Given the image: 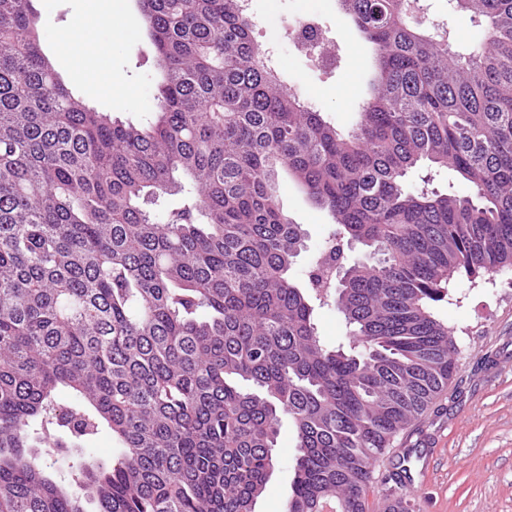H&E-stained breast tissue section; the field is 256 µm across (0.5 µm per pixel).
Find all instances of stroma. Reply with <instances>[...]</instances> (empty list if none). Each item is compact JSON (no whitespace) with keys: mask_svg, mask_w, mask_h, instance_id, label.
Here are the masks:
<instances>
[{"mask_svg":"<svg viewBox=\"0 0 512 512\" xmlns=\"http://www.w3.org/2000/svg\"><path fill=\"white\" fill-rule=\"evenodd\" d=\"M430 17L446 25L452 41L468 45L484 36L454 11L449 0H428ZM39 15L42 47L56 71L85 103L124 122L151 118L157 70L154 50L142 36L102 35L90 49L92 61L119 74L127 93L89 95L82 67L58 56L56 40L73 19L91 12V0H33ZM316 14L329 39V52L340 55L337 67L318 65L295 53L291 32L304 13ZM253 36L268 52L285 85L339 125L351 123L372 79L371 50L354 34L337 0H251ZM278 197L285 213L302 224L309 249L294 275H303L317 248L332 229L330 216L288 177H280ZM435 316L451 329L456 342L457 373L436 401L400 434L374 465L372 501L390 503L397 484L393 473L405 449L422 458L410 462L413 483L407 494L415 512H512V269L475 279H451ZM296 437L283 420L275 464L255 512H284L294 479Z\"/></svg>","mask_w":512,"mask_h":512,"instance_id":"obj_1","label":"stroma"}]
</instances>
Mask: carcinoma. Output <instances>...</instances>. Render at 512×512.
Listing matches in <instances>:
<instances>
[{
	"mask_svg": "<svg viewBox=\"0 0 512 512\" xmlns=\"http://www.w3.org/2000/svg\"><path fill=\"white\" fill-rule=\"evenodd\" d=\"M339 2L375 51L348 129L282 87L243 0H140L144 125L74 95L32 0H0V512H255L283 415L285 512H373L374 462L457 369L431 304L512 268V0H453L485 31L456 48L407 0ZM421 163L468 192L408 189ZM282 172L333 218L300 279ZM104 428L110 459L75 445ZM316 323L320 335L328 344L335 346L344 342L346 332L344 322L334 306L317 308Z\"/></svg>",
	"mask_w": 512,
	"mask_h": 512,
	"instance_id": "cac0c4a2",
	"label": "carcinoma"
}]
</instances>
